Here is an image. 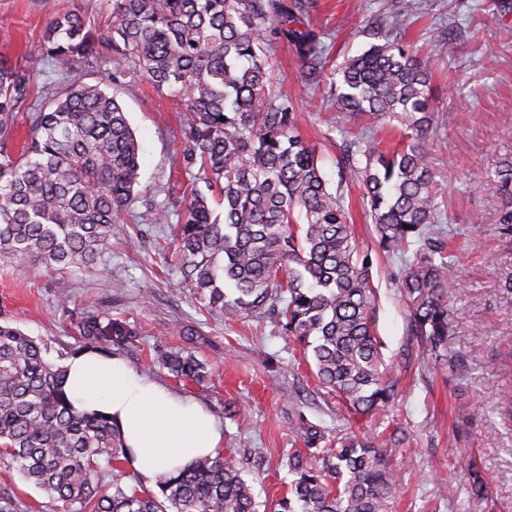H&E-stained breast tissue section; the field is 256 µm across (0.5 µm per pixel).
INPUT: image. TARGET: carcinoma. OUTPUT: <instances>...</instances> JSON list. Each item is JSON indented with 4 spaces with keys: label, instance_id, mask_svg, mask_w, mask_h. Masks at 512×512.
<instances>
[{
    "label": "carcinoma",
    "instance_id": "cac0c4a2",
    "mask_svg": "<svg viewBox=\"0 0 512 512\" xmlns=\"http://www.w3.org/2000/svg\"><path fill=\"white\" fill-rule=\"evenodd\" d=\"M313 8L314 0H112V77L64 85L47 111H21L30 74L0 56V257L49 271L97 264L141 179L140 144L107 88L139 73L179 97L183 165L198 167L205 185L182 193L174 212L153 215L156 224L177 217L172 256L183 282L204 310L226 320L275 315L282 333L312 356L319 385L350 415L371 417L387 410L397 386L376 334L373 260L353 243L345 195L321 173L299 113L274 88L268 42H286L311 80L328 85L342 124L400 123L398 147H384L366 127L358 148L365 162L346 153L337 165L340 182L362 184L380 248L405 258L398 290L408 332L437 357L448 349V303L461 284L448 263L429 163V69L387 40L326 72V45L306 22ZM414 8L401 0L374 23L399 32ZM98 45L79 15L62 8L42 53L67 73L90 62ZM22 123L28 139L19 147ZM492 176L502 198L496 224L512 236V156ZM78 330L87 346L136 336L116 320L102 326L97 315ZM157 362L181 382L206 378L204 364L181 348L159 353ZM65 377L43 343L0 324V462L62 503V512H258L232 456L192 460L160 479L158 495L104 482L101 463L127 460L126 448L111 419L68 401ZM296 437L307 453L288 459L292 497L280 500V512H389L398 491L392 450L356 435L329 447L301 414Z\"/></svg>",
    "mask_w": 512,
    "mask_h": 512
}]
</instances>
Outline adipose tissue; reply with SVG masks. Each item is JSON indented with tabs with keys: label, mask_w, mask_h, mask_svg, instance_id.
<instances>
[{
	"label": "adipose tissue",
	"mask_w": 512,
	"mask_h": 512,
	"mask_svg": "<svg viewBox=\"0 0 512 512\" xmlns=\"http://www.w3.org/2000/svg\"><path fill=\"white\" fill-rule=\"evenodd\" d=\"M64 391L81 410L112 417L129 463L148 489L201 456H216L224 443L220 420L199 403L130 368L117 357L88 351L69 358Z\"/></svg>",
	"instance_id": "adipose-tissue-1"
}]
</instances>
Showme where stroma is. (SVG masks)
<instances>
[{"instance_id": "stroma-1", "label": "stroma", "mask_w": 512, "mask_h": 512, "mask_svg": "<svg viewBox=\"0 0 512 512\" xmlns=\"http://www.w3.org/2000/svg\"><path fill=\"white\" fill-rule=\"evenodd\" d=\"M497 0H415L400 40L424 58L432 73L436 112L429 135L448 250L462 286L450 302L453 335L448 356L435 359L407 334L408 312L397 281L404 263L382 253L365 215L358 185L345 187L354 241L373 260L377 335L398 390L389 412L359 422L344 420L334 395L318 385L300 360V347L269 318L224 321L209 315L165 258L174 249L173 227L151 221L154 210L176 208L173 184L193 183L185 170L183 115L177 98L158 93L137 74L117 87L141 145L142 180L126 223L112 227V241L92 270L47 272L34 262L0 260V324H10L48 345L49 361L62 364L81 352L78 325L97 314L135 329L137 338L100 344L107 357L205 406L224 427L223 454L234 456L252 486L259 512H277L292 480L289 456L302 451L298 414L325 427L328 436L350 430L403 444L392 455L399 476L393 512H512V421L497 415L498 387L512 385L503 354L512 349V297L503 294L512 272V240L495 224L499 199L489 175L512 154V14L500 16ZM398 0H317L309 24L333 49L328 69L373 44L365 23L396 8ZM77 13L97 36L111 33L112 0H0V56L29 68L31 107L48 108L66 79L86 82L110 76L100 56L72 76L55 71L39 48L59 6ZM453 49H445V41ZM277 90L300 113L299 129L316 148L330 185L339 182L336 160L352 139L341 134L337 109L325 88L315 87L292 50L272 44ZM194 329L196 343L183 332ZM185 348L205 363L208 377L184 384L155 364L156 352ZM241 408L225 414V405ZM486 480L483 498L470 499L469 469ZM0 489L17 512H59L43 491L16 469L0 465Z\"/></svg>"}]
</instances>
